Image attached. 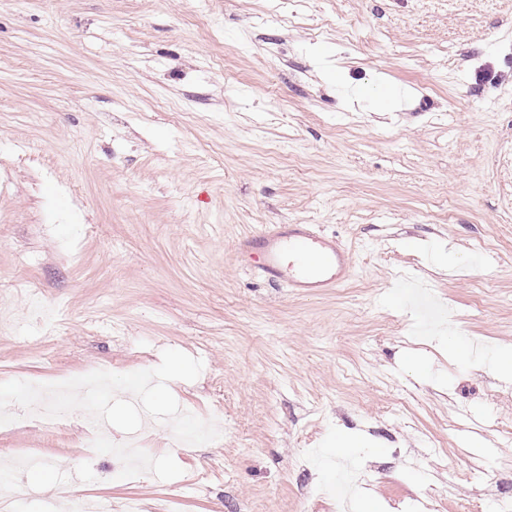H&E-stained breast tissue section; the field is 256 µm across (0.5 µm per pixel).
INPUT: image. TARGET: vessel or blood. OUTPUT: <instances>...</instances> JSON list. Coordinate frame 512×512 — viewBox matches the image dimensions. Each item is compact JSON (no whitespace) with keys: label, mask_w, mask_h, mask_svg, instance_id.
Instances as JSON below:
<instances>
[{"label":"vessel or blood","mask_w":512,"mask_h":512,"mask_svg":"<svg viewBox=\"0 0 512 512\" xmlns=\"http://www.w3.org/2000/svg\"><path fill=\"white\" fill-rule=\"evenodd\" d=\"M261 264L273 277L287 280L301 293L336 287L351 274L347 252L326 236L309 229L277 226L259 244Z\"/></svg>","instance_id":"1"}]
</instances>
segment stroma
<instances>
[{"mask_svg":"<svg viewBox=\"0 0 512 512\" xmlns=\"http://www.w3.org/2000/svg\"><path fill=\"white\" fill-rule=\"evenodd\" d=\"M277 224L352 277L239 268ZM166 349L220 439L144 419L133 479L84 412L0 428L47 475L0 512H336L347 465L374 512L512 497V0H0V383Z\"/></svg>","mask_w":512,"mask_h":512,"instance_id":"1","label":"stroma"}]
</instances>
